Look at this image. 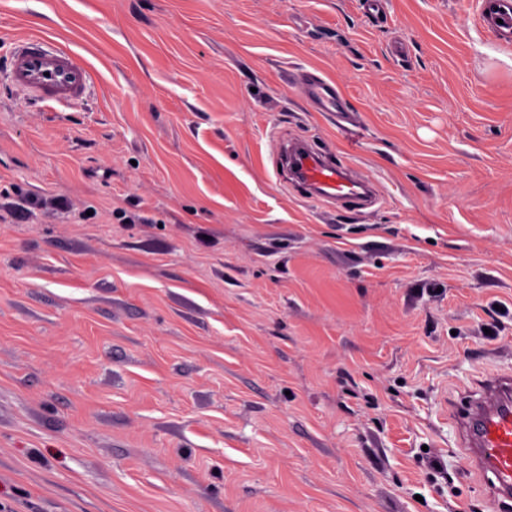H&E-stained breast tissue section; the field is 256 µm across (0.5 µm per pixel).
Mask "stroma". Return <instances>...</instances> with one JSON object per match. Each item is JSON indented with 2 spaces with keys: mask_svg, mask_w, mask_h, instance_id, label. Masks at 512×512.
I'll list each match as a JSON object with an SVG mask.
<instances>
[{
  "mask_svg": "<svg viewBox=\"0 0 512 512\" xmlns=\"http://www.w3.org/2000/svg\"><path fill=\"white\" fill-rule=\"evenodd\" d=\"M359 2L0 0L94 74L0 83L5 512H498L444 401L512 372V48ZM296 141L376 204L294 190ZM302 93L316 112H347V100L332 81L314 73H306Z\"/></svg>",
  "mask_w": 512,
  "mask_h": 512,
  "instance_id": "1",
  "label": "stroma"
}]
</instances>
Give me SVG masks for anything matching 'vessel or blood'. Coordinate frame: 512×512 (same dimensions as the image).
<instances>
[{
    "label": "vessel or blood",
    "instance_id": "obj_1",
    "mask_svg": "<svg viewBox=\"0 0 512 512\" xmlns=\"http://www.w3.org/2000/svg\"><path fill=\"white\" fill-rule=\"evenodd\" d=\"M476 6L480 26L511 48L512 0H476ZM1 55L12 86L49 106L80 103L94 82L78 54L43 34L14 40ZM302 93L314 111L347 109L339 87L319 75L306 73ZM289 164L295 186L310 196L354 207L371 205L375 199L368 182L304 144L292 148ZM448 416L459 433L457 446L483 478L487 497L498 505L512 503V374L473 380L467 396L449 400Z\"/></svg>",
    "mask_w": 512,
    "mask_h": 512
}]
</instances>
